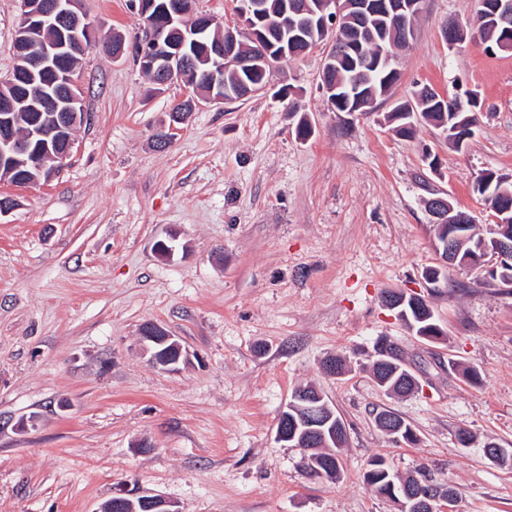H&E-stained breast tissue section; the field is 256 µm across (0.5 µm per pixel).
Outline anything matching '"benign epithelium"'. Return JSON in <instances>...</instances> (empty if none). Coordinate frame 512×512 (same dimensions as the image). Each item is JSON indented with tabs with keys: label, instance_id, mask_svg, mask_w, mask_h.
Wrapping results in <instances>:
<instances>
[{
	"label": "benign epithelium",
	"instance_id": "7a95c632",
	"mask_svg": "<svg viewBox=\"0 0 512 512\" xmlns=\"http://www.w3.org/2000/svg\"><path fill=\"white\" fill-rule=\"evenodd\" d=\"M20 8L19 24L16 31V67L25 70L35 83L39 74L55 72L62 68L66 98H61L51 86L42 87L38 94L19 98L10 91L13 76L0 78V184L7 183L14 187L28 188L49 182L58 172L61 164L70 155L74 144L73 131L77 125L88 120L87 113L80 112L73 104L79 102L81 91L73 80V69L66 68V45L58 42L54 36L56 29L73 31L77 47L87 50L96 46L94 28L81 9V0H18ZM135 9L143 23V36L139 43L138 61L142 68L150 72L156 85L164 87L178 83L189 88L193 71L190 70L185 57L186 43L168 42L163 44L154 36L157 19L164 16L171 24L182 26L187 35L205 32L213 23L212 16L195 9V0H136ZM418 0H321L318 11L306 12L300 0H285L283 15H307L313 27L331 44H336L339 34L338 25L341 18L354 20L380 8L387 15L395 17L401 23L402 41L410 40L414 32L409 24L412 12L419 11ZM265 16L261 0H240L237 7V21L224 24L211 45L205 46V53L213 62L205 81L206 88L195 87L193 105L201 107L212 103H222L224 99L214 96V90L224 85V62L251 69L261 63L271 66L270 52L245 54L238 45L240 29L249 30L250 39L260 45L266 35L259 29V22ZM495 19L494 25L506 30L512 28V0H491L487 11L480 14L476 32L471 38H481V33L488 27L487 21ZM311 43L299 37L276 53L281 57L290 54L299 57L308 52ZM31 112L37 119L30 121L25 137L16 133L18 114ZM429 211L435 223H443L454 212L447 198L436 196L429 200ZM458 238L447 237L443 246L436 247L440 254L441 266L459 264L462 267H482L487 252L492 251L500 258V264L512 262V240L502 237L493 238L494 247L483 249L480 253L460 256L457 248ZM141 336L149 344L152 361L169 368L178 363L183 356V346L165 329L149 322L142 326ZM434 494V489L419 486L418 491L402 501V512H418ZM148 501L154 512H177L173 504L164 497L138 495L136 493L120 494L99 507L98 512H112V509L135 510L133 499Z\"/></svg>",
	"mask_w": 512,
	"mask_h": 512
}]
</instances>
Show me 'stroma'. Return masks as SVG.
<instances>
[{"label":"stroma","instance_id":"obj_1","mask_svg":"<svg viewBox=\"0 0 512 512\" xmlns=\"http://www.w3.org/2000/svg\"><path fill=\"white\" fill-rule=\"evenodd\" d=\"M81 7L98 42L74 72L89 118L49 183L0 186L17 201L0 216V512H97L125 491L177 512H398L364 482L375 456L453 488L444 512H512V466L483 448H512V292L462 267L436 289L424 278L439 263L426 200L447 197L484 235L491 210L475 185L512 177V53L442 36L448 21L472 22L476 0H423L399 83L366 112L329 109L323 43L282 59L273 91L177 125L186 91L142 73L131 0ZM116 33L119 60L101 48ZM419 85L478 92L465 148L423 120L413 136L395 131L389 113ZM388 290L426 299L445 339L409 331L384 307ZM147 322L182 344L177 370L144 352ZM382 338L418 392L390 396L373 379ZM336 355L341 376L323 370ZM309 383L346 425L333 483L276 437ZM382 411L415 443L382 433Z\"/></svg>","mask_w":512,"mask_h":512}]
</instances>
